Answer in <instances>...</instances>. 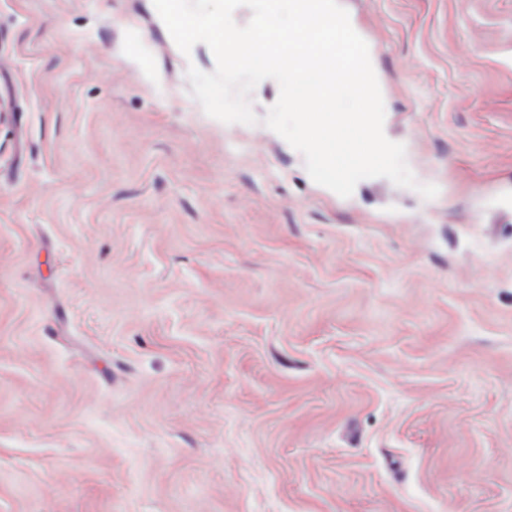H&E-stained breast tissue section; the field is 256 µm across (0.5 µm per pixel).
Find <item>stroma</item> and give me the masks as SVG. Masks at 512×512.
Instances as JSON below:
<instances>
[{
    "instance_id": "stroma-1",
    "label": "stroma",
    "mask_w": 512,
    "mask_h": 512,
    "mask_svg": "<svg viewBox=\"0 0 512 512\" xmlns=\"http://www.w3.org/2000/svg\"><path fill=\"white\" fill-rule=\"evenodd\" d=\"M430 200L192 96L153 0H0V512H512V0H340Z\"/></svg>"
}]
</instances>
